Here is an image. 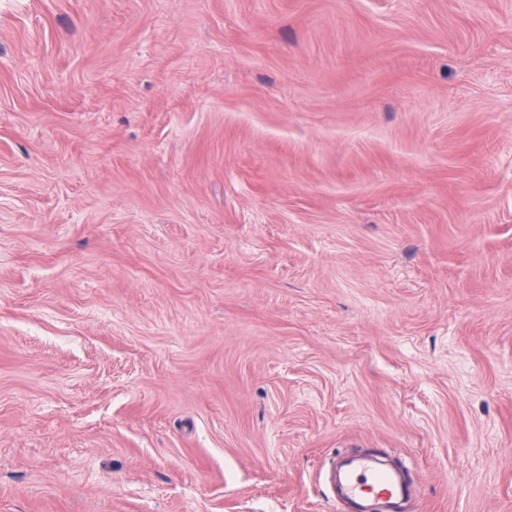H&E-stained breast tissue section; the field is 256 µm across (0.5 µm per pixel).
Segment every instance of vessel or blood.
<instances>
[{"instance_id":"obj_1","label":"vessel or blood","mask_w":512,"mask_h":512,"mask_svg":"<svg viewBox=\"0 0 512 512\" xmlns=\"http://www.w3.org/2000/svg\"><path fill=\"white\" fill-rule=\"evenodd\" d=\"M331 484L351 512H402L409 495L402 472L376 467L371 458L352 457L334 470Z\"/></svg>"}]
</instances>
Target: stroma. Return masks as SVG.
Segmentation results:
<instances>
[{
	"label": "stroma",
	"instance_id": "1",
	"mask_svg": "<svg viewBox=\"0 0 512 512\" xmlns=\"http://www.w3.org/2000/svg\"><path fill=\"white\" fill-rule=\"evenodd\" d=\"M512 512V0H0V512ZM330 484L342 501L353 505L346 512H402L409 495L402 472L378 468L366 456L344 460L334 470Z\"/></svg>",
	"mask_w": 512,
	"mask_h": 512
}]
</instances>
